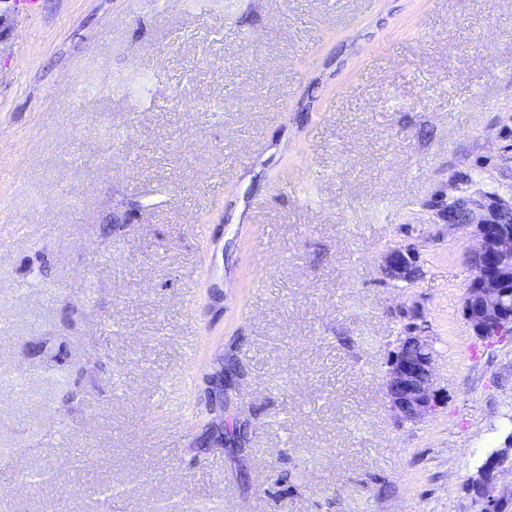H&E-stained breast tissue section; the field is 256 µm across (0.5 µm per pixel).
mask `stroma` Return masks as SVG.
Returning <instances> with one entry per match:
<instances>
[{
    "mask_svg": "<svg viewBox=\"0 0 512 512\" xmlns=\"http://www.w3.org/2000/svg\"><path fill=\"white\" fill-rule=\"evenodd\" d=\"M0 13V512H477L512 334L468 326L474 228L432 203L512 197V0ZM410 326L419 422L385 394ZM220 368L248 441L199 451ZM381 274L386 281L394 283L414 281L419 274L416 254L407 248L388 249L382 257ZM407 338L412 340L410 345ZM429 342L425 336H405L386 373L385 391L392 409L412 421L430 415L442 401L435 387V359Z\"/></svg>",
    "mask_w": 512,
    "mask_h": 512,
    "instance_id": "stroma-1",
    "label": "stroma"
}]
</instances>
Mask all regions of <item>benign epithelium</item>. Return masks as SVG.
I'll return each mask as SVG.
<instances>
[{
	"instance_id": "1",
	"label": "benign epithelium",
	"mask_w": 512,
	"mask_h": 512,
	"mask_svg": "<svg viewBox=\"0 0 512 512\" xmlns=\"http://www.w3.org/2000/svg\"><path fill=\"white\" fill-rule=\"evenodd\" d=\"M440 219L448 224H472L476 244L468 256V285L463 314L477 336L496 331L512 332V319L506 318L508 297L512 295V197L502 199L473 191L440 205ZM381 274L387 281L410 283L418 274L416 254L407 248L388 249L381 261ZM429 339L415 335L402 341L389 362L386 396L394 411L418 421L433 413L442 398L435 387V359ZM224 370L212 374L206 396L209 414L220 419L224 414ZM512 468V434L504 448L493 451L478 469V476L467 484V491L478 512H507L512 500L498 490L499 476Z\"/></svg>"
}]
</instances>
